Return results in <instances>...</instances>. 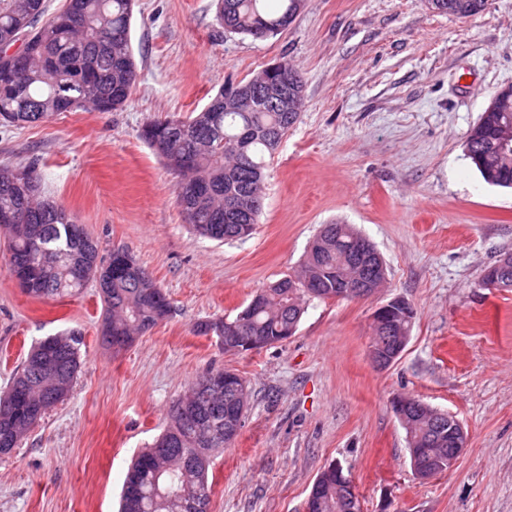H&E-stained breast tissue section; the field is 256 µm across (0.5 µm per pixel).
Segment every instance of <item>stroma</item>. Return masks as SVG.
Returning <instances> with one entry per match:
<instances>
[{"instance_id":"stroma-1","label":"stroma","mask_w":512,"mask_h":512,"mask_svg":"<svg viewBox=\"0 0 512 512\" xmlns=\"http://www.w3.org/2000/svg\"><path fill=\"white\" fill-rule=\"evenodd\" d=\"M215 12V0H137L139 77L123 110L0 126V164L37 160L46 195L103 251L128 249L172 305L127 347L105 348L97 288L27 296L5 268L0 232V390L39 340L83 336L67 398L0 455V512H118L127 469L170 403L218 369L242 376L250 397L238 436L210 457V512H304L332 462L362 512H512V289L480 285L512 253V189L485 183L465 150L491 98L512 85V0L467 19L428 0H304L268 39L217 36ZM284 58L301 74L304 106L270 163L256 229L223 244L198 237L177 175L139 129L188 116ZM325 224L352 225L376 246L387 266L376 295L312 300L294 336L248 353L195 334L197 321L235 317L297 272ZM396 297L416 317L402 356L380 368L371 316ZM398 396L463 424L451 471L414 474Z\"/></svg>"}]
</instances>
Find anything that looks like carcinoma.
Returning <instances> with one entry per match:
<instances>
[{"instance_id":"1","label":"carcinoma","mask_w":512,"mask_h":512,"mask_svg":"<svg viewBox=\"0 0 512 512\" xmlns=\"http://www.w3.org/2000/svg\"><path fill=\"white\" fill-rule=\"evenodd\" d=\"M488 0H429L443 11L448 5L464 8L470 16L485 10ZM135 0H69V4L43 20L35 32L38 50L29 54L20 74L8 68L11 59L3 49L17 41L20 29L33 11L45 16L44 0H0V81L16 85L17 92L0 93V120L21 127L43 121L56 112H112L128 101L138 79L131 48L130 27ZM303 0H217V33L256 36L259 24L266 36L284 32L296 19ZM273 78L295 94L303 88L301 75L291 61ZM498 112L482 113L467 141V157L485 182L512 187V162L486 177L484 155L493 143L491 135ZM299 118L297 112H279L269 103L242 110H224V90L208 104L185 118L144 122L139 137L178 176L177 199L187 224L200 236L224 242L250 236L259 223L265 170ZM250 203L251 218L242 224L238 212L228 208L229 198ZM11 208L27 217V223L9 229L6 263L29 259L41 271L22 291L32 298L63 297L80 293L97 281L98 244L88 233L78 234V221L67 208L46 196L36 163L0 167V209ZM327 236L324 249L318 239ZM353 239L365 240L348 224H326L309 246L299 272L285 275L256 292L259 303L246 305L232 319L237 336H260L264 346L290 337L299 324L307 301L338 298L362 272L374 263L359 260L346 249ZM104 305L103 324H112L114 336H138L157 325L160 307L171 311L168 298L160 301L143 295L141 282L129 275L112 276L109 287L99 290ZM82 335L76 330L48 336L28 353L14 373L9 387L36 386L51 399L56 387L70 386L80 369ZM49 357L55 375L42 372L39 363ZM231 395L202 392L197 412L185 417L169 407L168 424L153 444L141 452L127 473L131 485L122 489L121 512H169L162 497L151 498L153 485L164 494H178L190 512L196 495L211 503L208 467L211 453L231 439L224 436V420ZM28 406L20 401L0 410V454L16 448L32 431ZM448 429L430 416L412 438L433 443L426 455H448ZM177 454L196 463L184 474L173 463L155 476L158 458ZM319 512H361L360 502L349 499L348 488L336 495V482L347 480L342 469L331 464L319 474Z\"/></svg>"}]
</instances>
